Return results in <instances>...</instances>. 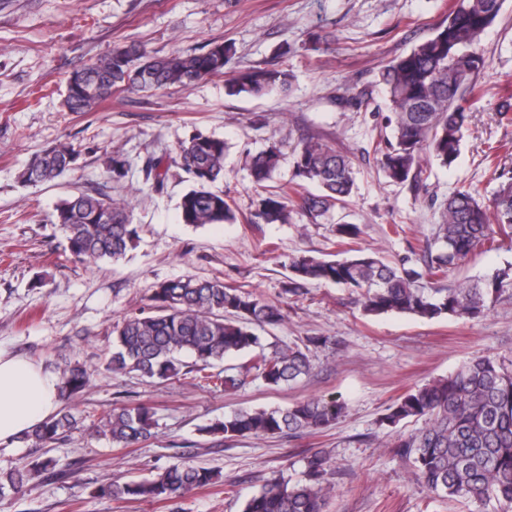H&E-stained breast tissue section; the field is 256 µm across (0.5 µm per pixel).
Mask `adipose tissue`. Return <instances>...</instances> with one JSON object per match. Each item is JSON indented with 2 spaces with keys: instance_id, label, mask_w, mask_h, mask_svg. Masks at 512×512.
<instances>
[{
  "instance_id": "obj_1",
  "label": "adipose tissue",
  "mask_w": 512,
  "mask_h": 512,
  "mask_svg": "<svg viewBox=\"0 0 512 512\" xmlns=\"http://www.w3.org/2000/svg\"><path fill=\"white\" fill-rule=\"evenodd\" d=\"M56 377L24 360L0 354V445L13 443L58 408Z\"/></svg>"
}]
</instances>
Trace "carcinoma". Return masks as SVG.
Instances as JSON below:
<instances>
[{
	"label": "carcinoma",
	"instance_id": "carcinoma-1",
	"mask_svg": "<svg viewBox=\"0 0 512 512\" xmlns=\"http://www.w3.org/2000/svg\"><path fill=\"white\" fill-rule=\"evenodd\" d=\"M503 0H456L447 21L436 34L380 71L390 110L394 136L381 154L380 168L389 180L406 182L419 169L422 156H433L449 167L458 159L468 114L462 101L478 87L488 63L480 48L485 31L496 21ZM231 48L214 43L199 54H171L146 59L135 44L112 49L95 63L74 71L67 80L65 105L71 112H90L107 98L104 89L121 87L156 91L188 88L206 76L221 75ZM291 75L278 69H249L227 81L230 95H264L287 89ZM229 146L219 137L201 132L182 141L176 158L150 157L146 179L163 188L171 164L189 176L191 188L179 204L181 223L192 226L224 224L234 219L224 191L214 185L224 179ZM77 156L69 144H59L32 157L22 181H51L69 169ZM281 154L271 146L251 158L250 172L258 185L273 178ZM295 177L318 187L299 195V207L320 217L345 202L354 187L350 158L317 140H306L294 153ZM503 178L492 208L476 193L459 189L442 204L443 224L425 249L420 269L394 268L352 247L361 233L355 224H338L339 259L306 256L289 260L300 281L333 284L362 290L368 314L407 313L432 320L443 315L477 318L485 314L502 287L505 276L488 283L461 281L443 287L448 271L476 248H493L499 237L512 238V176ZM295 188L288 185L260 199L254 224H286L288 200ZM55 222L75 258L89 263L122 260L136 247L137 225L125 203L100 193H81L61 201ZM149 311L123 318L112 328V349L104 370L113 375L135 373L167 381L194 375L205 385L237 391L256 379L269 386L297 381L311 372L310 359L299 346L267 351L254 327L272 325L283 318L281 308L250 293L224 285L219 278L193 276L161 282L149 289ZM188 354L192 362L182 356ZM232 354L247 359L219 368ZM98 369L75 364L59 376L62 402L84 391ZM336 399H309L286 409L239 410L202 428L207 435L226 438L246 435L321 432L340 417ZM409 418L425 419V426L395 447L413 459L421 484L450 499H464L483 509L494 501L512 507V369L490 356H477L448 379L411 389L388 408L385 422L397 425ZM84 419L61 407L52 417L23 434V441L38 447L55 443ZM155 412L139 404L106 411L91 421L90 429L108 436L112 444L133 447L154 435ZM328 459L315 452L306 457L305 480L288 485L273 479L247 495L242 512H324L327 490L323 480ZM58 475L57 463L41 457L0 477V492L25 490L41 475ZM212 483L210 471L190 463L165 468L147 479L105 482L92 494L115 500H174Z\"/></svg>",
	"mask_w": 512,
	"mask_h": 512
}]
</instances>
